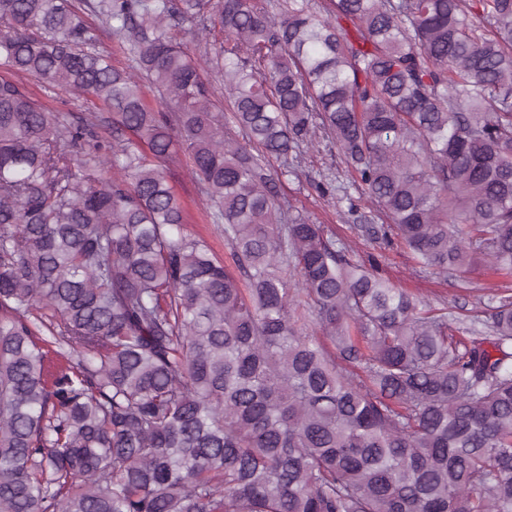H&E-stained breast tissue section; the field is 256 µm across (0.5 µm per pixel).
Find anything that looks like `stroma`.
I'll list each match as a JSON object with an SVG mask.
<instances>
[{
    "instance_id": "35a3bbf8",
    "label": "stroma",
    "mask_w": 512,
    "mask_h": 512,
    "mask_svg": "<svg viewBox=\"0 0 512 512\" xmlns=\"http://www.w3.org/2000/svg\"><path fill=\"white\" fill-rule=\"evenodd\" d=\"M21 82L49 111L67 113L74 118L87 112H96L103 117L108 114L105 106L94 99H81L64 91L45 89L28 76L22 77ZM281 167V160L274 157L267 163L270 173L278 177L279 201L292 205L335 232L337 238L346 243L351 259L388 279L396 287L423 296L434 305L447 307L450 317L465 318L480 314L493 288L512 290V277L492 278L481 265L465 272L451 271L445 275L419 269L404 245L387 235L384 221L360 223L352 215L337 211L335 200L316 191L314 180L324 175L336 176L337 180L349 183L350 193L359 210H367L368 202L341 164L335 144L322 142L318 151L304 155L302 167L306 176L303 179L281 176ZM168 181L186 212L187 231L205 237L217 258L227 259L228 247L214 225L205 220L201 186L189 173L186 164L180 162L171 166Z\"/></svg>"
}]
</instances>
